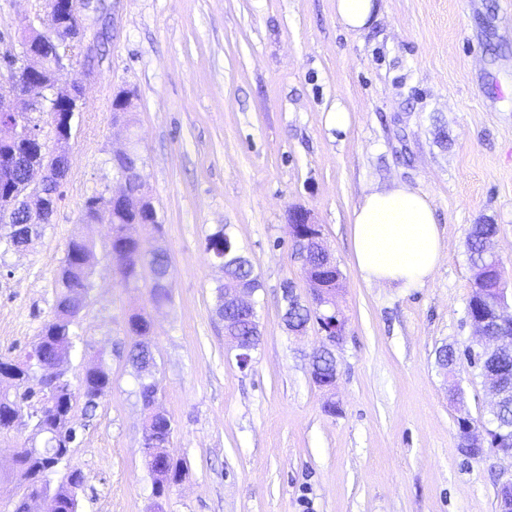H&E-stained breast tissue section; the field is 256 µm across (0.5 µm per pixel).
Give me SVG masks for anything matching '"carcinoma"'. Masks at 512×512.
Returning <instances> with one entry per match:
<instances>
[{"label": "carcinoma", "instance_id": "1", "mask_svg": "<svg viewBox=\"0 0 512 512\" xmlns=\"http://www.w3.org/2000/svg\"><path fill=\"white\" fill-rule=\"evenodd\" d=\"M34 122L29 112L1 114L0 125L26 128ZM136 213L127 209H116L108 213V222L115 231L112 236V249L125 253L126 263L120 269L122 280L133 288L139 287L138 269L143 263L159 269L170 267L168 255L154 254L148 259L139 256L137 241L133 238ZM42 224H29L25 221L0 225V244L4 249H21L33 244L41 236ZM498 233L496 224H472L465 237V250L471 267L485 263V242ZM206 249L213 258L224 264V283L217 289V313L224 321V332L228 336L250 339L260 344L261 331L259 316L253 315L240 320L233 311L224 307V290L227 288L261 289L259 276L255 273L252 261L238 245L229 225H220L206 237ZM93 253V246L85 239L75 237L67 245L66 256L57 277V298L53 317L44 323L41 332L24 354L12 359L15 373L0 375V429L9 427L12 418L19 414L23 417V426L18 433L24 436L21 447L14 457L15 470L20 485L28 492V497L13 498L9 501L11 512H28L29 504L25 499L34 500L45 493L42 472L47 470L57 476V486L50 496L53 504L51 512H78V490L82 487L84 476L72 467L63 468L61 462L52 456L42 458L30 454L29 449L50 444V433L58 428L57 420L65 407L83 403L85 410H92L97 400L112 390V376L104 357L86 369L81 385L73 389L66 380L49 384L40 378V364L65 362L80 339L77 332L80 312L86 299L94 288L91 280V264L87 257ZM308 269L315 271L319 282L328 291L336 292V273L314 255L310 257ZM154 303L158 306L171 301V285L156 282L150 286ZM128 359L135 367L143 364H155L154 353L149 346L133 344ZM467 360L470 367L478 370L483 383L499 384L502 400L490 411V416L480 422L479 428L493 436L508 435L512 438V353L504 352L490 355L479 360L478 354L470 349L458 350L448 344L436 353L438 365L448 364V372H457L461 360ZM334 360L324 356L319 363V386L330 385L333 378ZM159 381L152 375L139 376L138 395L144 408H149L158 393ZM149 447L156 449L152 459L145 460L146 468L153 477V494L157 499L156 507L163 510L162 502L167 499L172 480L182 475L183 466L174 461L166 451L171 442L169 418L148 416L145 426Z\"/></svg>", "mask_w": 512, "mask_h": 512}]
</instances>
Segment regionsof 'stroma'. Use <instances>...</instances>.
<instances>
[{
	"instance_id": "obj_1",
	"label": "stroma",
	"mask_w": 512,
	"mask_h": 512,
	"mask_svg": "<svg viewBox=\"0 0 512 512\" xmlns=\"http://www.w3.org/2000/svg\"><path fill=\"white\" fill-rule=\"evenodd\" d=\"M46 11L47 0H0V51ZM82 29L58 75L84 85L63 198L33 247L0 248V356L14 357L53 315L70 239L94 244L95 287L65 370L79 386L105 354L112 389L72 419L80 512L154 510L126 357L135 313L151 320L168 453L184 465L165 512H496L512 460L470 459L456 439L460 414L486 419L493 397L468 363L446 378L435 352L476 341L470 225H498L491 247L512 288V0H382L361 34L341 25L336 0H102ZM123 90L134 94L127 129L112 122ZM339 106L344 129L327 121ZM130 143L163 224L142 248L170 259L161 308L149 288L122 283L109 225L80 221L88 197L118 190L112 153ZM395 184L429 195L442 239L418 288L366 283L354 259V206ZM296 209L320 224L343 275L330 392L310 375L317 325L294 336L282 320L284 282L309 298L288 231ZM222 224L262 283V337L244 369L215 313L224 277L206 237Z\"/></svg>"
}]
</instances>
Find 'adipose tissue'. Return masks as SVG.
Masks as SVG:
<instances>
[{
	"mask_svg": "<svg viewBox=\"0 0 512 512\" xmlns=\"http://www.w3.org/2000/svg\"><path fill=\"white\" fill-rule=\"evenodd\" d=\"M355 261L370 283L424 284L436 269L442 242L428 195L404 185L364 195L351 215Z\"/></svg>",
	"mask_w": 512,
	"mask_h": 512,
	"instance_id": "1",
	"label": "adipose tissue"
}]
</instances>
